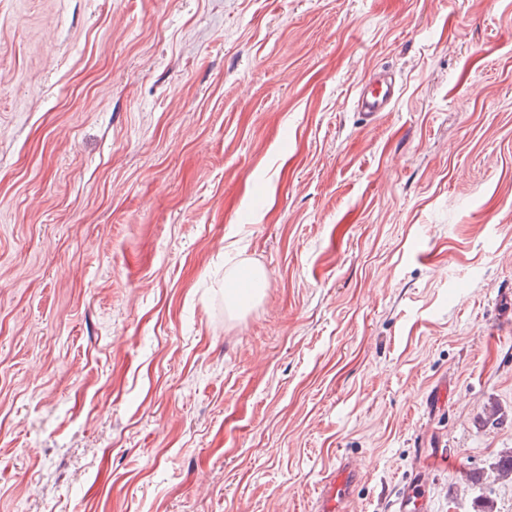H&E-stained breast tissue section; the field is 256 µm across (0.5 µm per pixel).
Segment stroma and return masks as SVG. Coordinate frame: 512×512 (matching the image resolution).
<instances>
[{"instance_id": "1", "label": "stroma", "mask_w": 512, "mask_h": 512, "mask_svg": "<svg viewBox=\"0 0 512 512\" xmlns=\"http://www.w3.org/2000/svg\"><path fill=\"white\" fill-rule=\"evenodd\" d=\"M506 448L512 0H0V512H512ZM399 93L395 78L387 72H379L358 87L354 106L363 119L372 121L380 112L392 110ZM266 285L265 273L256 266H242L224 274V296L232 311L254 301ZM364 476L362 464L352 457H342L336 469L322 481L314 510L316 512H341L352 487Z\"/></svg>"}]
</instances>
